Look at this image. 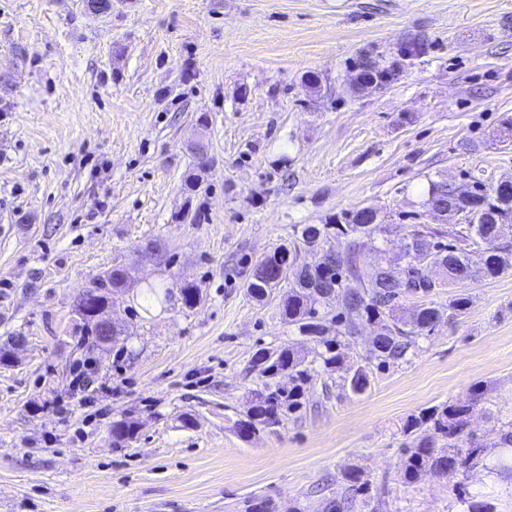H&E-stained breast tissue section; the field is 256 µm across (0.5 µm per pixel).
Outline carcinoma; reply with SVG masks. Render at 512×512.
I'll list each match as a JSON object with an SVG mask.
<instances>
[{
	"label": "carcinoma",
	"instance_id": "1",
	"mask_svg": "<svg viewBox=\"0 0 512 512\" xmlns=\"http://www.w3.org/2000/svg\"><path fill=\"white\" fill-rule=\"evenodd\" d=\"M435 204L451 210L460 229L455 242H444L441 228L414 224L407 234L405 252L397 261H385L384 249L377 245L381 225L373 221L367 208L344 214L334 224L306 225L299 236L282 244L267 259L257 260L247 281L248 295L258 303L266 301L277 288L281 295L280 313L284 321L314 342L313 357L289 348H259L252 357V368L262 378V387L245 417L235 422L238 434L248 438L260 429L280 423L281 417H298L306 410L307 393L316 378L345 369L344 385L353 394L363 393L370 384L369 369H384L406 357L417 346V339L432 333L437 326L464 313L469 299L463 294L438 305L430 300L435 289L457 285L477 278H495L512 270V246L504 239L512 227V191L506 193L491 184L475 180L463 195L442 179H428L421 192V207ZM345 240L340 253L319 252L330 236ZM479 239L483 248L470 257L466 243ZM314 255L300 261V252ZM442 271L444 282L428 279L421 263ZM126 269L114 265L105 272L96 287L94 308L103 311L112 306V295L125 289ZM334 290L350 297L344 310L328 311L329 300L320 299L318 290ZM417 298L421 304L403 311L400 300ZM75 314L83 323L84 335L77 346L85 351L105 350L98 335L96 314L77 302ZM374 324L378 341L360 356L361 363L347 362V350L357 343L360 327ZM336 327V335H326L327 325ZM288 384H280L283 376ZM481 399L477 394L468 404H440L410 416L403 425L407 435L422 434L415 446L406 449L402 481L417 484L424 475L465 476L482 463L485 448L473 438H464L468 419ZM138 422L121 419L112 424V438L118 444L132 441ZM341 479L351 496L332 499L328 512H353L356 496L368 494V484L359 472L349 469ZM464 512H495L494 506L470 495H460Z\"/></svg>",
	"mask_w": 512,
	"mask_h": 512
}]
</instances>
